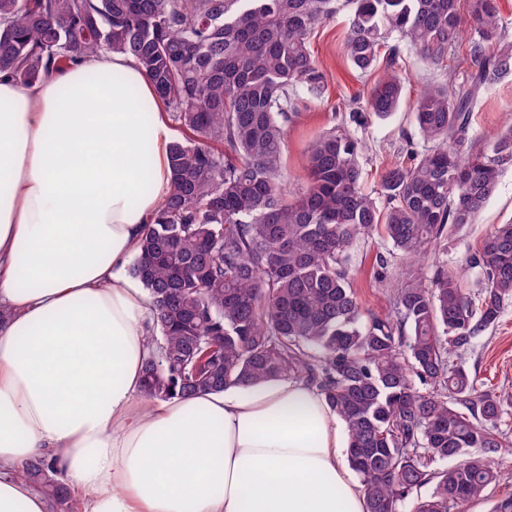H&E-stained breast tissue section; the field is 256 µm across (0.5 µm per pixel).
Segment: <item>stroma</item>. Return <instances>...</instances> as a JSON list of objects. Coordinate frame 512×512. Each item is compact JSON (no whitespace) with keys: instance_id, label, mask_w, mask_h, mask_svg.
<instances>
[{"instance_id":"35a3bbf8","label":"stroma","mask_w":512,"mask_h":512,"mask_svg":"<svg viewBox=\"0 0 512 512\" xmlns=\"http://www.w3.org/2000/svg\"><path fill=\"white\" fill-rule=\"evenodd\" d=\"M349 15L348 9H340L317 27L310 39L311 49L328 76V91L321 99L300 97L296 113L290 114L285 124L283 160L288 170V189L293 193L305 180L304 154L309 144L327 131L347 133L360 140L364 187L379 191L381 176L388 166L407 162L410 152L424 147L412 114L417 95L428 84L442 81L447 71H455L460 77L465 74V65L456 58H449L443 66L430 67L415 51L404 50L400 61L404 96L398 112L385 121L365 112L353 113L352 101L373 87L376 76L355 72L346 60L343 44ZM510 111L512 76L485 90L474 109L470 134L476 149L486 147ZM508 222H512V168L502 174L476 223L449 237V264L462 263L492 225ZM382 257L387 260L383 270L378 267ZM348 267L363 311L383 317L393 314V290L401 280L404 263L391 244L378 234L359 240ZM463 364L483 390L497 395L512 393V303L505 305L495 327L482 333Z\"/></svg>"}]
</instances>
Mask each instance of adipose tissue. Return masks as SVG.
<instances>
[{"mask_svg":"<svg viewBox=\"0 0 512 512\" xmlns=\"http://www.w3.org/2000/svg\"><path fill=\"white\" fill-rule=\"evenodd\" d=\"M172 141L126 55L0 73V512H48L16 475L37 455L79 512H366L345 424L304 383L141 399L150 300L126 268Z\"/></svg>","mask_w":512,"mask_h":512,"instance_id":"1","label":"adipose tissue"}]
</instances>
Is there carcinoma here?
<instances>
[{
  "instance_id": "1",
  "label": "carcinoma",
  "mask_w": 512,
  "mask_h": 512,
  "mask_svg": "<svg viewBox=\"0 0 512 512\" xmlns=\"http://www.w3.org/2000/svg\"><path fill=\"white\" fill-rule=\"evenodd\" d=\"M337 2L0 0V72L28 86L98 53L128 55L185 131L130 269L153 317L145 402L301 381L344 421L367 512H463L502 480L512 397L477 387L462 359L512 302V223L465 258L483 284L476 298L456 269L437 260L428 274L417 261L476 223L512 168V122L484 151L470 137L482 93L512 75V40L497 0H468L466 42L461 0H346L344 54L355 71L382 72L365 111H398L403 43L436 66L465 45L466 78L422 91L414 120L428 148L389 167L378 195L363 188L358 139L325 132L290 200L284 123L296 97L327 91L310 37ZM379 231L406 268L394 315L365 317L347 262ZM17 476L50 512H71L52 460L34 457Z\"/></svg>"
}]
</instances>
